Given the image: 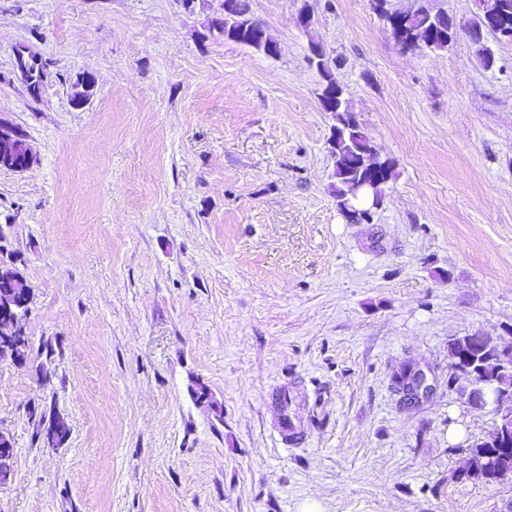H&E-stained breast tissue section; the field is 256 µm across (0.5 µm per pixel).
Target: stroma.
Here are the masks:
<instances>
[{"label":"stroma","mask_w":512,"mask_h":512,"mask_svg":"<svg viewBox=\"0 0 512 512\" xmlns=\"http://www.w3.org/2000/svg\"><path fill=\"white\" fill-rule=\"evenodd\" d=\"M248 3L277 56L210 35L223 0H0V128L33 154L0 168L33 294L29 357L0 362V512H512V478L456 477L495 415L448 370L452 338L512 344V42L485 33L487 69L464 35L401 50L371 0ZM314 40L393 168L359 224ZM408 362L434 384L415 407Z\"/></svg>","instance_id":"stroma-1"}]
</instances>
